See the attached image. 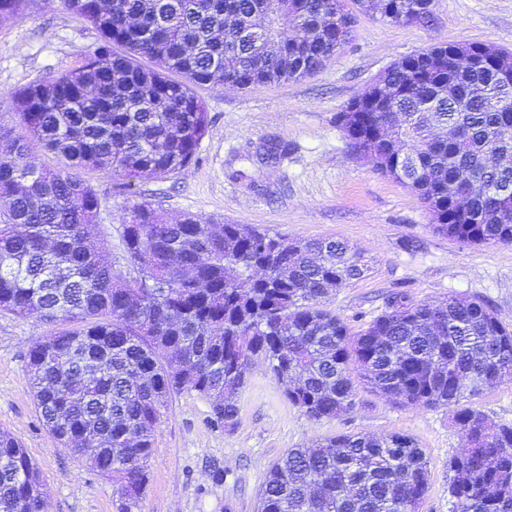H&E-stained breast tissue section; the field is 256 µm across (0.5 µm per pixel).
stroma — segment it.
Here are the masks:
<instances>
[{
  "label": "stroma",
  "mask_w": 512,
  "mask_h": 512,
  "mask_svg": "<svg viewBox=\"0 0 512 512\" xmlns=\"http://www.w3.org/2000/svg\"><path fill=\"white\" fill-rule=\"evenodd\" d=\"M99 39L64 0H26L21 16H0V128L19 131L16 96L31 82L79 66ZM512 51V0H432L424 20L388 23L357 13L350 41L312 75L248 89L198 88L209 127L180 176L136 182L121 194L99 171L83 178L102 200L91 232L114 269L129 266L121 238L128 207L147 202L170 219L193 213L212 224H249L291 239L341 238L368 264L363 277L323 304L358 332L403 291L416 302L475 297L512 328V245L464 247L437 231L407 188L354 152L336 115L393 63L440 43ZM284 149L267 158L270 144ZM60 326L38 315L0 312V430L36 463L48 512H118L111 479L73 457L43 426L27 385L29 349ZM232 431L212 428L209 403L173 397L156 429L147 491L137 512H257L269 466L291 448L339 434L413 437L429 465L421 512H452L448 459L464 446L445 407L401 406L353 381V406L314 421L281 395L255 364Z\"/></svg>",
  "instance_id": "35a3bbf8"
}]
</instances>
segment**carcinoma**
Returning a JSON list of instances; mask_svg holds the SVG:
<instances>
[{
  "label": "carcinoma",
  "instance_id": "carcinoma-1",
  "mask_svg": "<svg viewBox=\"0 0 512 512\" xmlns=\"http://www.w3.org/2000/svg\"><path fill=\"white\" fill-rule=\"evenodd\" d=\"M99 32L82 63L18 94L19 133L0 134V310L78 324L31 347L28 385L49 433L112 478L119 512L138 508L156 427L169 399L196 393L211 424L232 430L237 397L258 361L310 419L352 405V372L400 405L445 406L467 442L448 460L454 512H512V426L473 399L512 378V330L482 300L438 305L397 294L357 334L323 308L360 278L348 244L293 240L248 224L218 231L195 215L169 221L136 204L122 224L133 274L116 271L90 235L101 201L80 169L127 189L191 164L208 127L195 88L288 82L348 42L345 0H65ZM395 24L431 0H353ZM442 54L431 71L419 58ZM499 48L441 43L405 57L382 106L339 114L352 149H403L381 174L418 197L435 228L464 246L512 244V74ZM152 66L146 67L141 59ZM62 167L39 165L35 146ZM428 461L411 437L338 435L291 448L268 469L259 512H419ZM43 486L25 448L0 432V512H42Z\"/></svg>",
  "mask_w": 512,
  "mask_h": 512
}]
</instances>
